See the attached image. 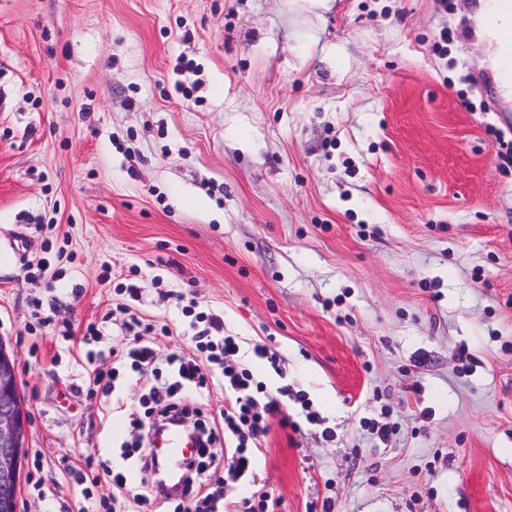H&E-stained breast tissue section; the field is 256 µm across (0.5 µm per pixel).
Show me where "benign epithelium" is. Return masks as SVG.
Returning <instances> with one entry per match:
<instances>
[{"label":"benign epithelium","mask_w":512,"mask_h":512,"mask_svg":"<svg viewBox=\"0 0 512 512\" xmlns=\"http://www.w3.org/2000/svg\"><path fill=\"white\" fill-rule=\"evenodd\" d=\"M28 423L18 394L16 358L0 343V512H19L18 484Z\"/></svg>","instance_id":"benign-epithelium-1"}]
</instances>
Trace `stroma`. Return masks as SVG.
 Listing matches in <instances>:
<instances>
[{
    "mask_svg": "<svg viewBox=\"0 0 512 512\" xmlns=\"http://www.w3.org/2000/svg\"><path fill=\"white\" fill-rule=\"evenodd\" d=\"M486 29L483 0H0L20 512H80L58 488L91 487L87 455L124 468L150 384L89 393L87 354L135 314L175 381L189 299L279 401L252 475L203 470L226 512H512V93Z\"/></svg>",
    "mask_w": 512,
    "mask_h": 512,
    "instance_id": "stroma-1",
    "label": "stroma"
}]
</instances>
